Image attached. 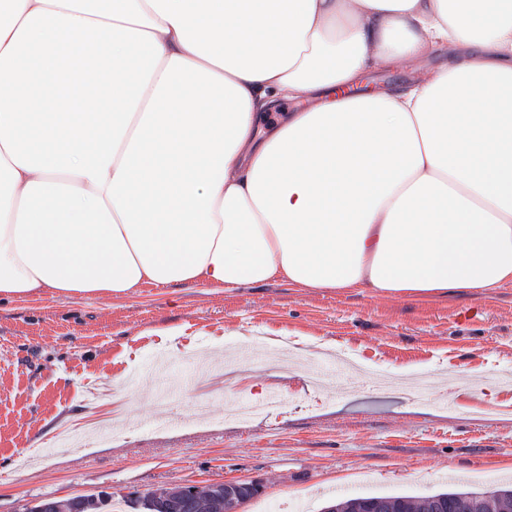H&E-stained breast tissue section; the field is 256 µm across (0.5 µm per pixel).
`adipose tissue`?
I'll return each mask as SVG.
<instances>
[{
  "label": "adipose tissue",
  "instance_id": "1",
  "mask_svg": "<svg viewBox=\"0 0 512 512\" xmlns=\"http://www.w3.org/2000/svg\"><path fill=\"white\" fill-rule=\"evenodd\" d=\"M273 280L512 284V0H0V300ZM411 77V68L380 67L353 87L358 89L357 93L377 89L394 91L405 86Z\"/></svg>",
  "mask_w": 512,
  "mask_h": 512
}]
</instances>
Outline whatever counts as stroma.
I'll list each match as a JSON object with an SVG mask.
<instances>
[{"label": "stroma", "mask_w": 512, "mask_h": 512, "mask_svg": "<svg viewBox=\"0 0 512 512\" xmlns=\"http://www.w3.org/2000/svg\"><path fill=\"white\" fill-rule=\"evenodd\" d=\"M272 395L269 416L230 411ZM238 478L262 483L241 512L512 486V287L0 300V512L101 492L141 512L157 488Z\"/></svg>", "instance_id": "35a3bbf8"}]
</instances>
